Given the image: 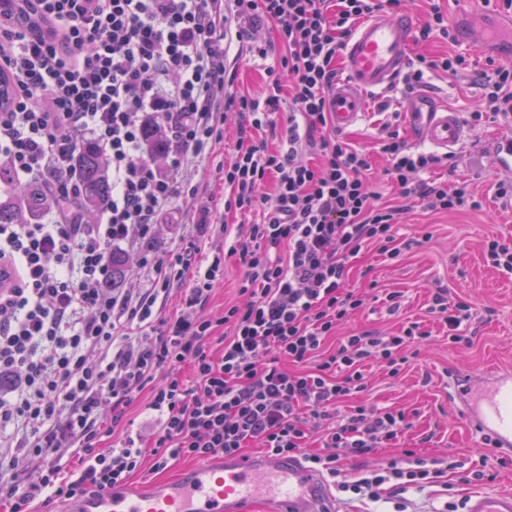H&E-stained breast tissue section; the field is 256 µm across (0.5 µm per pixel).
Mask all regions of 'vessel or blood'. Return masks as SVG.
Segmentation results:
<instances>
[{"label": "vessel or blood", "instance_id": "1", "mask_svg": "<svg viewBox=\"0 0 512 512\" xmlns=\"http://www.w3.org/2000/svg\"><path fill=\"white\" fill-rule=\"evenodd\" d=\"M472 35L485 46L512 43V11L494 27L474 28ZM412 41L406 16L379 13L354 27L342 48L343 75L329 93L337 130L358 124L369 94L398 81ZM404 113L418 143L454 155L468 142L458 113L448 111L431 93L406 100ZM488 144L496 172L512 179V136L495 137ZM449 388L479 442L497 458H512V369L490 366L476 378L455 376ZM257 501L277 512H340L317 473L299 461L263 454L245 461L215 458L150 487L88 493L61 505L58 512H243ZM462 512H512V492L470 491Z\"/></svg>", "mask_w": 512, "mask_h": 512}]
</instances>
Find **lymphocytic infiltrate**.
I'll return each instance as SVG.
<instances>
[{"mask_svg":"<svg viewBox=\"0 0 512 512\" xmlns=\"http://www.w3.org/2000/svg\"><path fill=\"white\" fill-rule=\"evenodd\" d=\"M32 2L49 31L0 15V71L15 88L12 106L0 111V161L16 183L49 185L56 207L38 224H0V268L12 271L0 283V512L109 490L146 467L235 458L254 442L301 458L346 498L371 502L458 469L459 461L441 468L409 448L353 477L340 467L341 453L393 447L408 426L402 412L363 404L336 418L365 391L366 361L399 374L404 349L425 337L415 324L396 336L339 333L367 305L346 286L353 259L371 245L399 258L407 208L379 204L369 157L333 126L328 94L354 24L402 10L405 0ZM262 24L271 37L259 36ZM236 42L272 61L259 93L235 86ZM436 71L472 73L483 101L469 114L473 125L512 115L511 67L476 72L459 53L420 55L402 92ZM231 116L237 137L223 164L224 209L243 220L216 230L231 238L227 254L244 268L240 301L219 319L201 317L225 254L203 257L193 241L166 261L141 256L151 287H107L113 247L152 235L174 203L195 196L178 175L211 157ZM150 124L166 132L164 160L146 147ZM275 127L281 146L271 150L257 136ZM86 140L112 176L94 224L73 198L74 158ZM379 145L384 174L405 198L430 211L478 208L467 181L431 178L452 156L414 148L396 130ZM187 278L179 313L164 315L171 287ZM430 311L447 323L451 342H463L469 302L449 301L440 288ZM143 393L156 414L149 436L106 444ZM315 434L316 452L307 448Z\"/></svg>","mask_w":512,"mask_h":512,"instance_id":"lymphocytic-infiltrate-1","label":"lymphocytic infiltrate"}]
</instances>
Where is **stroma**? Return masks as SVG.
<instances>
[{
    "label": "stroma",
    "mask_w": 512,
    "mask_h": 512,
    "mask_svg": "<svg viewBox=\"0 0 512 512\" xmlns=\"http://www.w3.org/2000/svg\"><path fill=\"white\" fill-rule=\"evenodd\" d=\"M427 86L460 117H467L480 104V90L471 78L455 79L438 71L429 76ZM401 109V101H394L386 115L368 112L344 133L349 142L369 153L376 169L385 165L377 144L382 123L391 122L401 135L409 133ZM496 132L512 134V117L469 128V153L457 160L453 169L440 172L451 183L469 180L483 199L482 208L435 214L412 207L402 218V234L417 237L424 228L430 239L419 240L396 261L385 259L376 249L364 250L354 260L348 281L349 288L375 292L376 298L343 325V332L375 330L391 336L415 323L428 338L407 348L409 361L398 376L388 375L375 363L365 367L367 389L361 393V401L403 411L410 426L400 436L397 448H380L363 458L342 454L343 469L352 474L383 467L401 448L414 449L431 460L452 457L461 463L440 483L406 494L407 512H444L447 503H461L468 491L479 487L512 491V460L501 461L483 449L448 398L449 373L477 372L491 362L512 367V275L496 268L485 248L489 238L512 239V209L502 208L494 197L496 173L483 147L486 136ZM235 137V123L227 121L224 139L214 154L188 175L197 189L194 200L179 206L169 223L157 225L153 238L140 243L139 251L153 252L165 260L188 241L201 238L198 211L202 208L207 209L211 222L238 223V215L224 210V175L219 170ZM243 272L238 256L225 255L224 277L212 294L205 317L219 318L225 305L238 301ZM437 288L447 289L450 301L470 302V343L449 342L447 328L430 314L431 296ZM392 291L402 295L401 308L393 315L381 302L382 296ZM478 471L483 480H474Z\"/></svg>",
    "instance_id": "stroma-1"
}]
</instances>
